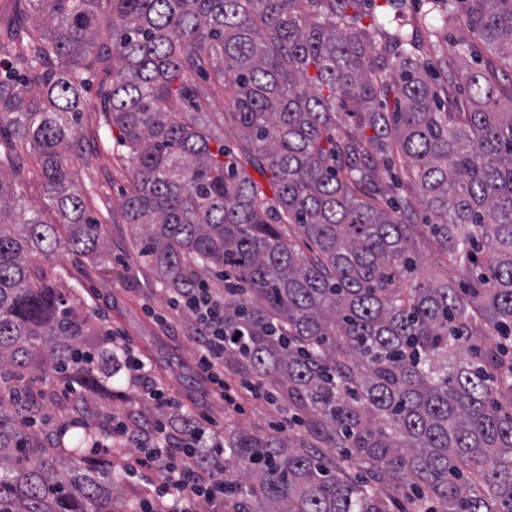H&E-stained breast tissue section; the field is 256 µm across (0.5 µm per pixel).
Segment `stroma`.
Listing matches in <instances>:
<instances>
[{"mask_svg":"<svg viewBox=\"0 0 512 512\" xmlns=\"http://www.w3.org/2000/svg\"><path fill=\"white\" fill-rule=\"evenodd\" d=\"M426 10L425 0H403L399 16L410 25L420 55L432 68L440 101L465 102V91L451 81L452 68L485 66L491 54L484 48L456 62L448 60V41L435 38L420 18ZM105 82L102 75L92 74L85 94V105L78 125V143L71 155L76 185L87 193L91 213L105 229L106 251L79 255L62 249L47 258H35L37 269L58 278L63 287L72 289L84 303L87 313L118 329L127 336L138 354L152 364L158 383L194 415L205 414L217 422L223 432L246 429L256 434L271 433V424L288 415L287 404L268 403L241 393L240 412L225 411L214 401L199 380L192 339V317L181 309H172L171 294L158 275L144 265L133 244L129 225L119 218L123 195L129 188L128 164L118 141L119 132L105 121L103 112ZM13 176L22 193L24 213L41 211L45 221L55 222L56 214L45 205L40 172L32 162H24ZM166 315L168 329H161L153 313ZM67 377L57 378L49 387L51 399L45 412L56 416L65 408L78 409L87 425L108 421L110 416H125L137 410L140 419L149 420L156 410L152 405H138L137 394L129 386L126 373H118L112 388L88 399H80Z\"/></svg>","mask_w":512,"mask_h":512,"instance_id":"stroma-1","label":"stroma"}]
</instances>
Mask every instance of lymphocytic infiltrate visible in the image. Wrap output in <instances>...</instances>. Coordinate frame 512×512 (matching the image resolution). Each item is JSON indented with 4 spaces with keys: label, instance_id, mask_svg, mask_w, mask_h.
<instances>
[{
    "label": "lymphocytic infiltrate",
    "instance_id": "obj_1",
    "mask_svg": "<svg viewBox=\"0 0 512 512\" xmlns=\"http://www.w3.org/2000/svg\"><path fill=\"white\" fill-rule=\"evenodd\" d=\"M171 304L188 310L193 318L200 375L225 407H236L237 391L224 379L223 296L209 288H188ZM108 341L121 353L128 380L138 387L141 397L158 406L172 405V398L154 384L149 368L127 345L123 335L110 333ZM179 419L175 413L166 419L150 420L145 427L120 420L95 445L105 447L132 432L141 437L137 454L124 465V479L137 483L152 473L158 482L140 494L136 512H223L224 441L211 435L199 421L174 430Z\"/></svg>",
    "mask_w": 512,
    "mask_h": 512
}]
</instances>
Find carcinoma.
Returning a JSON list of instances; mask_svg holds the SVG:
<instances>
[{
  "mask_svg": "<svg viewBox=\"0 0 512 512\" xmlns=\"http://www.w3.org/2000/svg\"><path fill=\"white\" fill-rule=\"evenodd\" d=\"M17 2L34 22L0 20L16 49L0 138L29 152L58 220L17 218L0 171V512H129L121 477L83 453L92 434L34 429L30 390L64 373L93 393L114 374L112 351L80 360L105 327L30 268L104 244L68 160L92 68L128 150L140 257L171 291L223 275L224 360L301 413L299 435L225 438L224 512H512V77L462 69L471 104L441 110L406 26L371 0ZM427 4L422 19L460 30L449 62L480 43L512 69V0ZM198 75L229 93L272 195L224 146ZM384 155L406 163L400 210L381 204ZM416 202L430 223L409 222ZM420 239L473 285L423 273Z\"/></svg>",
  "mask_w": 512,
  "mask_h": 512,
  "instance_id": "obj_1",
  "label": "carcinoma"
}]
</instances>
